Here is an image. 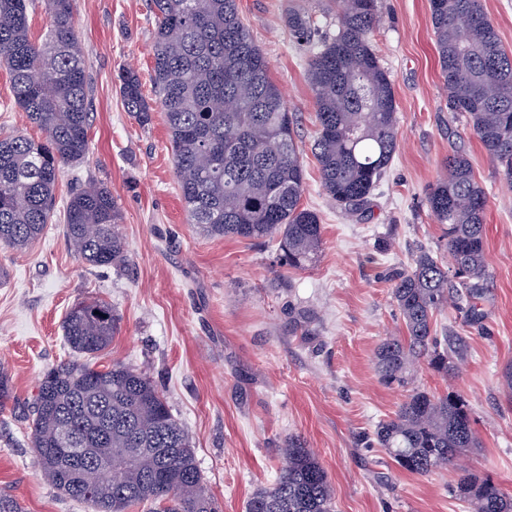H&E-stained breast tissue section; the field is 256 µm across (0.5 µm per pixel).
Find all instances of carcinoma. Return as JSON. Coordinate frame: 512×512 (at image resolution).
Instances as JSON below:
<instances>
[{"label": "carcinoma", "mask_w": 512, "mask_h": 512, "mask_svg": "<svg viewBox=\"0 0 512 512\" xmlns=\"http://www.w3.org/2000/svg\"><path fill=\"white\" fill-rule=\"evenodd\" d=\"M37 1L48 19L42 40L32 37L29 22ZM328 5L336 15L334 31L319 30L309 11L292 8L288 29L316 45L308 81L323 193L341 213L358 218L399 147L397 105L372 43L377 0ZM150 8L156 103L147 100L132 68L120 73L119 92L143 127L151 124L154 106L164 113L190 223L210 237L271 243L280 267L313 263L322 225L301 204L305 175L293 113L237 0H151ZM430 12L448 110L463 119L512 186V51L481 0H430ZM0 65L9 72L14 104L43 135L40 141L23 133L0 136V244L18 250L43 234L65 166L89 151L88 80L72 0H0ZM426 205L457 266L421 248L408 269L392 275V298L407 335L389 336L376 347L375 370L386 386L411 384L419 360L444 376L454 373L455 351L448 337L433 333L434 317L450 303L477 298L486 285L487 195L458 148L448 151ZM121 220L103 183L78 186L66 201V237L90 266H125ZM117 324L112 307L98 300L78 302L65 315V342L77 358L43 375L28 416L42 475L97 512H129L145 502L155 512H217L188 433L147 373L120 363L94 367ZM13 400L10 375L0 365V408ZM372 443L419 476L479 447L467 401L453 391L417 388L378 422ZM75 448L99 449L121 466L122 480L86 490L88 458H75ZM282 454L279 477L253 491L246 512H332L334 488L313 451L290 438ZM455 494L472 512H512V495L472 472L459 477Z\"/></svg>", "instance_id": "1"}]
</instances>
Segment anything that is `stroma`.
<instances>
[{"label":"stroma","mask_w":512,"mask_h":512,"mask_svg":"<svg viewBox=\"0 0 512 512\" xmlns=\"http://www.w3.org/2000/svg\"><path fill=\"white\" fill-rule=\"evenodd\" d=\"M315 0H238L240 16L263 50L272 80L297 123L306 169L304 207L323 225V247L304 269L276 266L266 244L204 235L181 201L167 125L154 112L140 126L119 96L118 74L134 67L144 93L151 82L155 21L150 0H73L90 100V150L62 174L58 203L73 180L110 185L123 222L125 268H92L64 234L62 218L22 250L0 245V360L16 400L0 410V490L25 512H95L43 477L21 416L43 374L68 361L66 311L81 301L109 303L118 317L110 346L96 360L145 371L188 432L220 512H245L260 486L284 465L288 437L304 438L335 490L334 512H470L453 487L462 472L488 477L512 493V394L502 372L512 365V186L478 139L446 105L429 0H378L372 41L393 80L400 146L365 219L336 211L311 153L315 106L307 79L311 51L287 25L289 8ZM458 130L476 180L488 196L487 286L475 301L481 318L447 307L437 331L456 347L459 370L446 378L426 363L412 387L456 392L469 403L480 441L457 465L427 476L400 469L366 435L392 416L407 389L382 385L374 351L404 325L389 273L417 248L447 253L426 197ZM39 130L15 108L0 68V134ZM311 311V335L289 328L293 311Z\"/></svg>","instance_id":"stroma-1"}]
</instances>
